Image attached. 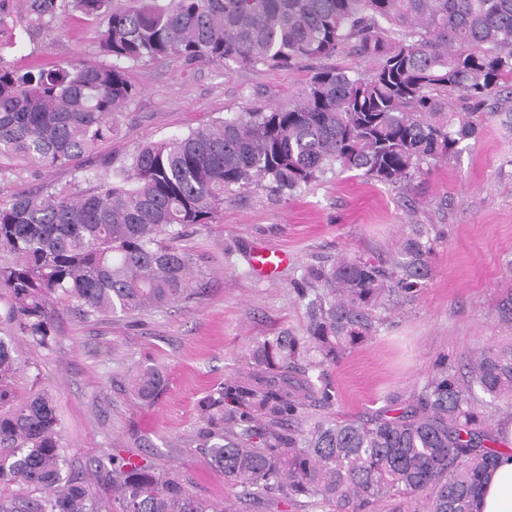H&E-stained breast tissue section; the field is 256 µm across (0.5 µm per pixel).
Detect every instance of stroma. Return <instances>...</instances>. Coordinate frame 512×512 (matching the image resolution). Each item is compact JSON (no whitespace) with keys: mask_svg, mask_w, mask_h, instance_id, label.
I'll return each mask as SVG.
<instances>
[{"mask_svg":"<svg viewBox=\"0 0 512 512\" xmlns=\"http://www.w3.org/2000/svg\"><path fill=\"white\" fill-rule=\"evenodd\" d=\"M97 36L95 22L67 17L56 31H16L0 44V59L20 69L96 63ZM314 67L141 63L129 72L137 95L111 139L82 165L116 168L145 142L285 105ZM484 111L457 155L422 162L405 187L336 169L290 197L265 181L225 196L213 223L181 241L200 271L196 295L164 310L87 318L75 301L56 295V341L47 348L17 343L23 370L15 386L52 394L69 465L92 483L119 455L182 480L226 512H315L276 491L239 496L207 461V406L226 386L250 383L255 341L303 327L299 291L312 270L340 257L391 265L413 224L432 246L431 279L414 301L379 309L372 339L326 365L332 403H307L305 414L341 420L388 408V395L414 399L441 366L461 375L473 352L512 344V322L495 310L502 289L512 288V92L488 99ZM74 178L68 166L16 162L0 177V202L46 184L64 189ZM257 244L287 250L294 260L277 278L258 279L250 263ZM148 365L165 381L143 399L131 379Z\"/></svg>","mask_w":512,"mask_h":512,"instance_id":"1","label":"stroma"}]
</instances>
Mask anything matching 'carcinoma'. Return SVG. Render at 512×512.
<instances>
[{"instance_id": "cac0c4a2", "label": "carcinoma", "mask_w": 512, "mask_h": 512, "mask_svg": "<svg viewBox=\"0 0 512 512\" xmlns=\"http://www.w3.org/2000/svg\"><path fill=\"white\" fill-rule=\"evenodd\" d=\"M92 19L109 64L22 71L0 59V159L38 169L70 164L112 137L137 94L130 68L147 59L226 67L291 68L348 51L373 67L312 73L286 106L237 112L187 134L144 144L120 168L85 175L89 192H23L0 203V268L9 296L0 315V512H224L150 466L110 457L98 474L103 505L66 469L56 406L45 390L23 396L15 343L55 341L50 299L63 294L88 316L162 309L187 298L194 261L176 244L213 221L224 195L263 180L293 194L339 166L407 185L426 159L455 156L473 123L437 111L434 91L475 108L512 84V0H21L12 23L28 34L63 13ZM411 230L385 268L342 258L314 280L302 332L256 343L250 386H229L234 404L257 407L264 447L251 429L213 432L210 464L246 496L277 489L327 512H360L389 494L421 496L427 512H477L499 440L491 422L512 408V345L470 356L463 378L444 368L407 405L369 418L304 415L305 400L332 401L323 367L367 342L376 309L412 301L432 275L431 244ZM143 368L132 386L149 398L163 385Z\"/></svg>"}]
</instances>
